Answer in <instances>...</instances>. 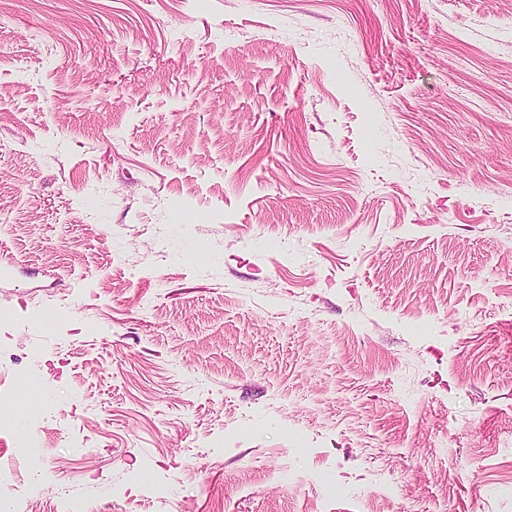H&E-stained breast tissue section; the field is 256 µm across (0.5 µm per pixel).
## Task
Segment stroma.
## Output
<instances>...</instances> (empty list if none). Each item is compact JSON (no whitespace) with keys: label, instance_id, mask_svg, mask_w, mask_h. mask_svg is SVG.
<instances>
[{"label":"stroma","instance_id":"stroma-1","mask_svg":"<svg viewBox=\"0 0 512 512\" xmlns=\"http://www.w3.org/2000/svg\"><path fill=\"white\" fill-rule=\"evenodd\" d=\"M0 420L37 512H512V0H0Z\"/></svg>","mask_w":512,"mask_h":512}]
</instances>
